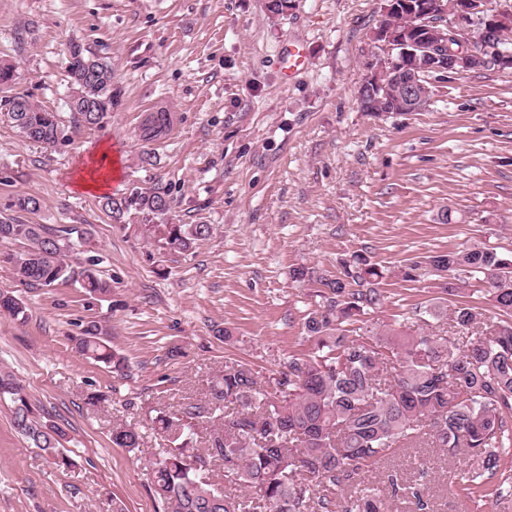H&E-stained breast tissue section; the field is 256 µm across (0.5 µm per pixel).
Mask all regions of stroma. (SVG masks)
<instances>
[{
  "label": "stroma",
  "mask_w": 512,
  "mask_h": 512,
  "mask_svg": "<svg viewBox=\"0 0 512 512\" xmlns=\"http://www.w3.org/2000/svg\"><path fill=\"white\" fill-rule=\"evenodd\" d=\"M265 0H0V61L18 73L15 92L58 114L56 146L23 139L0 117V214L19 195L39 197L33 224H83L112 290L76 283L20 284L0 266L27 317L0 316V368L26 389L37 415L61 425L81 465L62 470L30 447L0 403V512H163L149 462L164 448L158 411L203 400L226 358L252 364L274 390L289 356L310 350L313 287L292 267L335 269L355 252L384 268L380 324H412L439 295L432 278L402 267L437 252L487 243L512 254V68L431 80L417 112L360 111L356 96L381 54L375 31L385 0H296L270 21ZM83 45L112 67L117 104L103 126L76 124L66 47ZM300 44L305 66L284 76L282 53ZM171 112L168 132L143 135L148 113ZM112 156V177L88 188L94 159ZM153 155V165L141 156ZM166 187L164 216L113 218L104 197ZM456 219L444 224L442 208ZM208 224L194 253L166 245L159 224ZM128 363L119 377L85 358L83 326ZM229 331L220 340L217 330ZM181 356H171L172 348ZM131 425L140 450L113 445ZM425 467H413L414 459ZM452 464L432 448H404L368 477L391 471L425 485L435 512H512L497 485L512 483L503 459L473 503L449 495Z\"/></svg>",
  "instance_id": "stroma-1"
}]
</instances>
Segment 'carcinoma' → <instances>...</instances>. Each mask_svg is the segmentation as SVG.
Listing matches in <instances>:
<instances>
[{"label": "carcinoma", "mask_w": 512, "mask_h": 512, "mask_svg": "<svg viewBox=\"0 0 512 512\" xmlns=\"http://www.w3.org/2000/svg\"><path fill=\"white\" fill-rule=\"evenodd\" d=\"M68 53L70 110L77 123L97 127L115 105L112 67L78 43H71ZM16 80L13 67L0 63L4 116L23 138L54 145L57 115L24 95L8 94ZM374 93L379 111H401L400 92L385 78ZM171 121L167 111L150 115L144 136H161ZM39 207V198L30 194L11 201L12 214L0 219V240L18 248L0 250V265L11 267L25 285L75 281L91 293H109L95 260L79 270L67 261L89 240L88 229L28 223L24 216ZM104 208L115 215L131 209L164 215L171 209L170 191L154 187L120 200L107 197ZM211 234L208 224L167 227L168 245L181 253ZM424 266L447 296H461V285L471 279L485 284L483 305L456 302L428 311L462 335L460 345L431 327L412 332L372 327L369 315L385 303L380 288L385 273L357 252L335 274L293 268L292 279L318 285V309L305 321L311 351L289 357L273 396L261 389L249 364L227 361L210 381L208 400L153 419L154 433L170 444L165 456L150 462L153 494L165 512H333L337 492L345 487L350 495L344 512H391L400 493L417 512H426L430 505L423 491L404 478L391 477L385 490L360 478L400 448L469 454L468 476L448 481V491L469 500L482 496L503 450L512 448V256L473 244L411 262L403 277L417 280ZM0 315L23 320L26 306L1 289ZM84 333L79 351L124 375L126 358L98 335V325L84 326ZM441 361L445 365L437 372L434 365ZM2 401L11 405L17 432L51 463L67 470L78 466L76 457L61 450L66 430L37 417L23 386L1 370ZM240 417L245 422L236 430L199 433V425L215 418L226 424ZM141 440L132 427H112L113 445L130 453L139 450ZM229 460L233 468L224 469L221 489L205 472Z\"/></svg>", "instance_id": "carcinoma-1"}]
</instances>
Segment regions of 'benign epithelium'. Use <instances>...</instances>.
<instances>
[{
    "instance_id": "1",
    "label": "benign epithelium",
    "mask_w": 512,
    "mask_h": 512,
    "mask_svg": "<svg viewBox=\"0 0 512 512\" xmlns=\"http://www.w3.org/2000/svg\"><path fill=\"white\" fill-rule=\"evenodd\" d=\"M483 0H461L458 10L447 28L438 27V22L416 16V24L402 31L398 39L389 36L382 41L383 55L371 63L360 93L357 94V105L363 112L372 111L371 99L366 96L365 89L373 81L374 76L384 74L402 91L401 104L405 109H413L424 99L427 86L419 81L420 75L430 76L435 73L457 72L459 68L475 67L487 60H508L512 53L502 49L496 39L490 35L493 21L480 31L479 38L472 39V28L475 27V12L480 10L478 4ZM463 44L478 43L480 49L463 51L448 58L433 52V47L448 40V32Z\"/></svg>"
}]
</instances>
